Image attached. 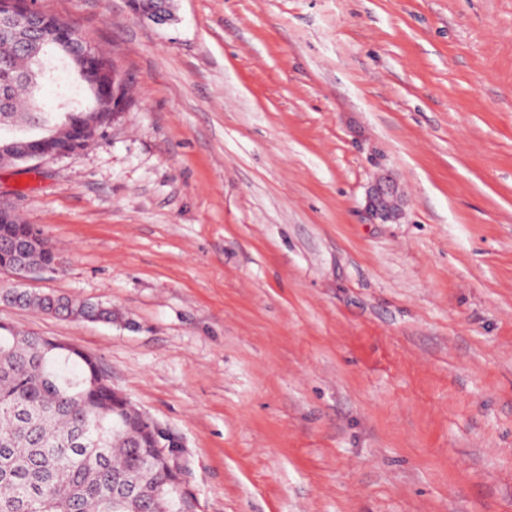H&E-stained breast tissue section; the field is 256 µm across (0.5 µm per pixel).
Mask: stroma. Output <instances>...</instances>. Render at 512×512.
<instances>
[{"mask_svg": "<svg viewBox=\"0 0 512 512\" xmlns=\"http://www.w3.org/2000/svg\"><path fill=\"white\" fill-rule=\"evenodd\" d=\"M32 0L132 102L0 165L196 512H512V0ZM393 188L386 218L368 200ZM144 434L152 442L153 447L151 448H158L164 454L168 455L174 460L175 463L172 468L171 482H173L175 489L188 493L184 487V482L182 478V468L178 460L177 450L176 448H166L167 446L165 442L167 436L163 429L156 423L152 422V424H150V426L144 430Z\"/></svg>", "mask_w": 512, "mask_h": 512, "instance_id": "35a3bbf8", "label": "stroma"}]
</instances>
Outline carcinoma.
<instances>
[{"instance_id":"carcinoma-1","label":"carcinoma","mask_w":512,"mask_h":512,"mask_svg":"<svg viewBox=\"0 0 512 512\" xmlns=\"http://www.w3.org/2000/svg\"><path fill=\"white\" fill-rule=\"evenodd\" d=\"M24 27L0 30V130L57 134L54 147L75 139L57 105L39 93L57 83L53 46ZM29 225L0 218V265L19 259ZM67 318L112 321V307L0 290V298ZM112 381L94 361L50 347L30 331L0 332V512H194L166 483L161 465L139 441L140 429L114 399Z\"/></svg>"}]
</instances>
